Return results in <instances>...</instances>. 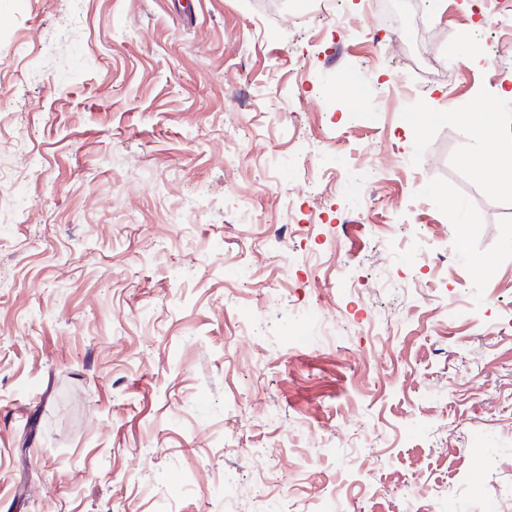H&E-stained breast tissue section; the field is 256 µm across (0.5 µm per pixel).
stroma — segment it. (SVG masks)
Wrapping results in <instances>:
<instances>
[{"mask_svg": "<svg viewBox=\"0 0 512 512\" xmlns=\"http://www.w3.org/2000/svg\"><path fill=\"white\" fill-rule=\"evenodd\" d=\"M472 4L0 0V512H512V193L421 116H512Z\"/></svg>", "mask_w": 512, "mask_h": 512, "instance_id": "1", "label": "stroma"}]
</instances>
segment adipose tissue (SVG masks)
<instances>
[{
    "mask_svg": "<svg viewBox=\"0 0 512 512\" xmlns=\"http://www.w3.org/2000/svg\"><path fill=\"white\" fill-rule=\"evenodd\" d=\"M471 139L474 150L465 162L477 168L495 188L512 191V178L505 169L512 168V127L497 112H457L449 114Z\"/></svg>",
    "mask_w": 512,
    "mask_h": 512,
    "instance_id": "obj_1",
    "label": "adipose tissue"
}]
</instances>
